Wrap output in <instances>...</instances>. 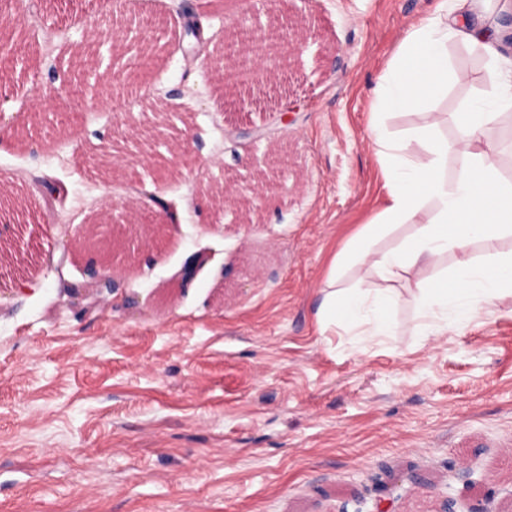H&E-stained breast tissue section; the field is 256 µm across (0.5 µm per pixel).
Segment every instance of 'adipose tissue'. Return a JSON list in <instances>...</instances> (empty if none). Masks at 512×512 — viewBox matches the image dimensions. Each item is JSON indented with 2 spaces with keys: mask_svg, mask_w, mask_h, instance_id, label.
<instances>
[{
  "mask_svg": "<svg viewBox=\"0 0 512 512\" xmlns=\"http://www.w3.org/2000/svg\"><path fill=\"white\" fill-rule=\"evenodd\" d=\"M507 6V0H438L432 16L405 33L378 76L369 141L389 200L333 259L316 311L322 325H365L370 335H391V312L400 300L394 283L404 277L425 336L466 325L478 302L512 299V255L487 265L474 264L470 256L474 242L490 244L512 232V182L501 175L489 135L502 115L512 114V60L503 52L499 30L486 24ZM452 41L500 64L490 97L471 100L455 113L462 136L453 142L442 135L444 115L435 106L449 85L467 78L448 62ZM403 112L418 113L419 123L390 131L387 118ZM406 224L413 229L410 236L375 249L377 240ZM450 251L457 256L455 273L429 274L431 261ZM354 268L370 276V287L340 286L343 273Z\"/></svg>",
  "mask_w": 512,
  "mask_h": 512,
  "instance_id": "adipose-tissue-1",
  "label": "adipose tissue"
}]
</instances>
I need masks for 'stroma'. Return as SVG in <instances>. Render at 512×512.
<instances>
[{"mask_svg": "<svg viewBox=\"0 0 512 512\" xmlns=\"http://www.w3.org/2000/svg\"><path fill=\"white\" fill-rule=\"evenodd\" d=\"M45 31L19 46L0 12V186L17 204L0 215V512H373L395 479L393 512H430L407 473L430 470L472 506L484 491L512 503V301L482 305L464 327L419 335L400 301L397 328L366 336L321 328L314 312L334 255L386 205L369 144L371 89L405 30L436 0H290L311 31L285 73L238 91L226 108L201 61L224 54L211 0H126L138 21L176 7L211 17L199 60L159 54L164 81L140 112L88 111L76 87L50 100V61L95 46L96 83L119 69L100 0H24ZM469 79L439 108L457 112L493 90L495 69L449 43ZM179 110L191 153L177 165L94 163L127 121ZM288 158L267 169L271 153ZM266 170L274 197L249 219L210 197L225 179ZM61 180L66 208L36 179ZM151 186L175 225L150 230L118 258L121 286L94 307L91 254L71 239L82 224H123L133 186ZM200 254L191 281L187 257ZM466 458L469 482L455 467Z\"/></svg>", "mask_w": 512, "mask_h": 512, "instance_id": "1", "label": "stroma"}]
</instances>
